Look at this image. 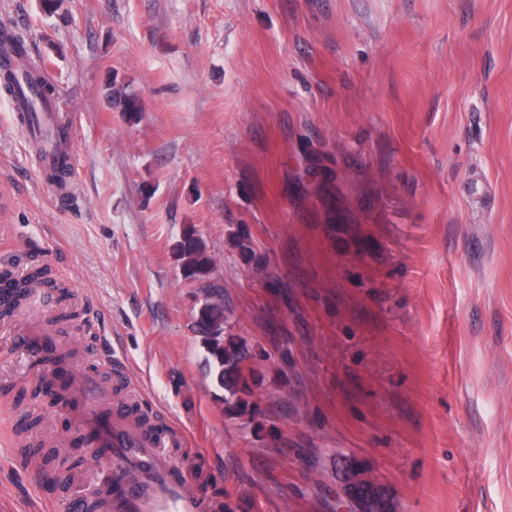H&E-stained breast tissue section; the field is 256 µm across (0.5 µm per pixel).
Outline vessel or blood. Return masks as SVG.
I'll return each mask as SVG.
<instances>
[{
  "instance_id": "vessel-or-blood-1",
  "label": "vessel or blood",
  "mask_w": 512,
  "mask_h": 512,
  "mask_svg": "<svg viewBox=\"0 0 512 512\" xmlns=\"http://www.w3.org/2000/svg\"><path fill=\"white\" fill-rule=\"evenodd\" d=\"M21 129L26 142L40 150L43 170L73 165L70 118L47 112L40 124L25 122ZM77 389L87 405L86 426L96 433L87 454L101 467L95 486L101 512H204L205 501L188 489L156 433L113 406L99 382L83 379Z\"/></svg>"
}]
</instances>
